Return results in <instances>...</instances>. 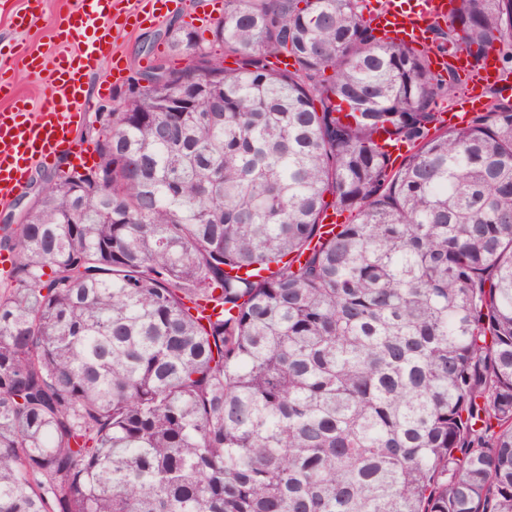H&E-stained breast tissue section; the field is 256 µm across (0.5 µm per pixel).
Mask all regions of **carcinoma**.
Segmentation results:
<instances>
[{"label": "carcinoma", "mask_w": 512, "mask_h": 512, "mask_svg": "<svg viewBox=\"0 0 512 512\" xmlns=\"http://www.w3.org/2000/svg\"><path fill=\"white\" fill-rule=\"evenodd\" d=\"M455 2L440 51L511 61ZM213 35L0 228V512H512V106L438 125L458 75L363 0Z\"/></svg>", "instance_id": "carcinoma-1"}]
</instances>
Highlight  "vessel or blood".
I'll return each mask as SVG.
<instances>
[{"label": "vessel or blood", "instance_id": "vessel-or-blood-1", "mask_svg": "<svg viewBox=\"0 0 512 512\" xmlns=\"http://www.w3.org/2000/svg\"><path fill=\"white\" fill-rule=\"evenodd\" d=\"M185 0H79V7L60 16L56 36L64 43H76L75 51L57 55L46 63L43 54L0 50V204H9L23 189L33 166L51 165L63 153L83 154L77 130L89 105L84 77L110 60L111 75L121 80L123 57L112 43L121 32L146 23H155ZM451 9L450 0H385L373 8L369 20L382 35L414 46L429 37L435 22L443 21ZM21 62L31 72L48 71L51 92L38 112H31L6 76L9 62ZM456 71L473 75L474 80L460 103L459 111L445 116V123L459 125L471 113L483 109L485 92L497 90L512 97V88L501 85L498 60L487 54L480 69L470 59L456 55Z\"/></svg>", "mask_w": 512, "mask_h": 512}]
</instances>
